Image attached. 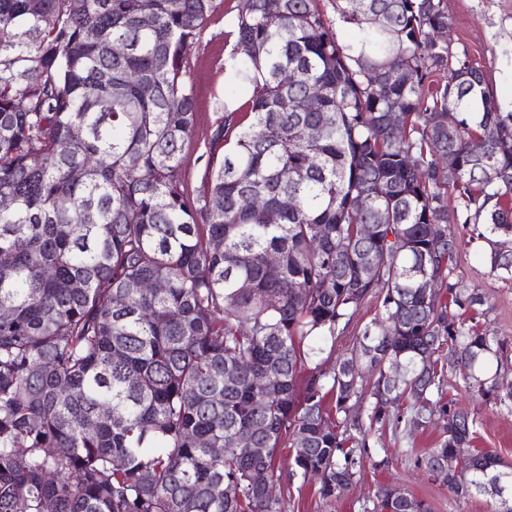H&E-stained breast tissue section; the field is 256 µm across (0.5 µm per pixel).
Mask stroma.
<instances>
[{
  "label": "stroma",
  "instance_id": "obj_1",
  "mask_svg": "<svg viewBox=\"0 0 512 512\" xmlns=\"http://www.w3.org/2000/svg\"><path fill=\"white\" fill-rule=\"evenodd\" d=\"M451 24L453 51H467L473 63L482 69L491 93L504 111L512 112V0H446ZM237 0H224L222 11L216 12L200 39L188 51L190 77L197 95V120L187 141L184 168L191 189H198L199 173L209 156L210 138L219 117L213 106L214 97L223 93L228 78L226 70L231 46L226 41V10ZM464 243L455 261V279L461 288L480 289L491 305L488 314L476 316L480 328L504 340L512 355V280L491 273L484 262L480 243L469 242L468 229H460ZM446 399L456 408L477 413L481 424L470 445L474 451H492L505 462L512 463V413L484 402L466 391L457 378H449ZM440 425L417 431L408 440L395 441L391 431H383L371 460L365 461L355 481L336 500L326 502L314 492L312 485L293 480L285 489V512H374L375 494L380 487L397 485L426 501L432 512H490L491 499L476 494L464 501L452 498L447 487L431 481L414 468L410 453L425 454L439 440Z\"/></svg>",
  "mask_w": 512,
  "mask_h": 512
}]
</instances>
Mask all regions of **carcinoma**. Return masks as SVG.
Segmentation results:
<instances>
[{"mask_svg": "<svg viewBox=\"0 0 512 512\" xmlns=\"http://www.w3.org/2000/svg\"><path fill=\"white\" fill-rule=\"evenodd\" d=\"M81 3L0 0V195L13 201L0 211V512H284L293 478L330 501L375 453L371 434L434 421L440 439L414 467L456 463L440 484L459 502L493 480L512 489L497 455H457L478 417L448 422L443 393L449 369L512 411L495 383L504 343L462 318L487 298L459 299L453 267L463 224L490 272L512 277V112L437 39L445 0H331L334 21L324 0H238L229 59L251 96L214 97L224 156L194 196L187 49L219 3ZM372 298L378 317L325 370L323 344ZM245 430L265 455L236 441ZM376 500L430 512L386 487Z\"/></svg>", "mask_w": 512, "mask_h": 512, "instance_id": "cac0c4a2", "label": "carcinoma"}]
</instances>
